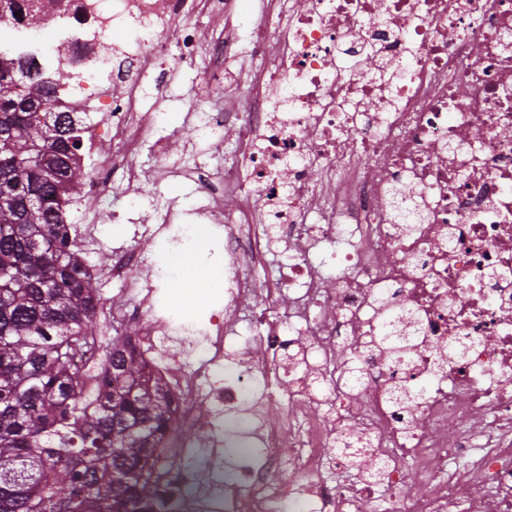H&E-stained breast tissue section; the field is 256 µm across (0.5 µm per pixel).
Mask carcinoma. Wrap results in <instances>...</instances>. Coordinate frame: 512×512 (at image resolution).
I'll list each match as a JSON object with an SVG mask.
<instances>
[{
  "instance_id": "obj_1",
  "label": "carcinoma",
  "mask_w": 512,
  "mask_h": 512,
  "mask_svg": "<svg viewBox=\"0 0 512 512\" xmlns=\"http://www.w3.org/2000/svg\"><path fill=\"white\" fill-rule=\"evenodd\" d=\"M54 94L27 62L0 61V512H165L153 476L172 400L132 337L112 338L80 401L73 360L96 343L98 299L64 220L83 135ZM391 319L374 345L394 355Z\"/></svg>"
}]
</instances>
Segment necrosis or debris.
I'll list each match as a JSON object with an SVG mask.
<instances>
[{
    "label": "necrosis or debris",
    "instance_id": "obj_1",
    "mask_svg": "<svg viewBox=\"0 0 512 512\" xmlns=\"http://www.w3.org/2000/svg\"><path fill=\"white\" fill-rule=\"evenodd\" d=\"M18 2L42 21L1 17L0 56L35 61L52 111L82 114L88 152L122 144L132 181L141 148L170 158L165 114L141 107L145 72L252 61L234 111L188 108L215 148L236 130L199 187L207 208L226 193L251 205L224 213L223 314L192 335L185 310L156 311L148 256L112 266L127 298L112 323L137 322L185 430L157 474L172 512H512V0H263L252 18L241 0ZM208 15L224 28L204 44ZM98 201L92 184L67 199L86 252ZM271 253L279 274L241 335L246 270ZM385 306L416 325L395 363L371 348ZM393 385L415 393L408 410ZM203 404L268 450L239 454L226 486L209 476L218 434L190 435ZM362 453L379 475L356 474ZM283 469L294 480H271Z\"/></svg>",
    "mask_w": 512,
    "mask_h": 512
}]
</instances>
